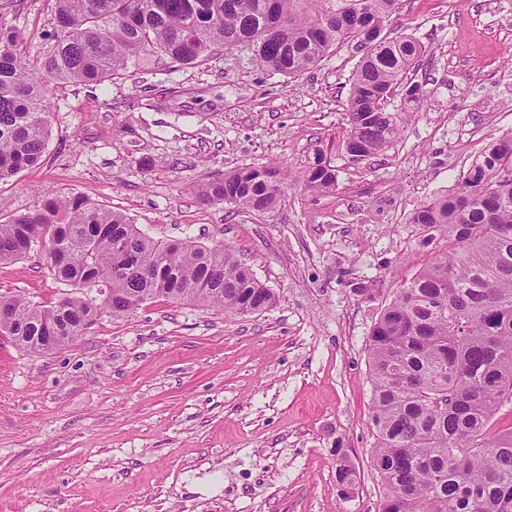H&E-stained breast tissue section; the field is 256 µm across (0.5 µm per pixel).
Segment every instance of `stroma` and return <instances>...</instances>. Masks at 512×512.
I'll use <instances>...</instances> for the list:
<instances>
[{"label":"stroma","instance_id":"35a3bbf8","mask_svg":"<svg viewBox=\"0 0 512 512\" xmlns=\"http://www.w3.org/2000/svg\"><path fill=\"white\" fill-rule=\"evenodd\" d=\"M53 25L54 0H0L23 57ZM384 32L421 45L407 81L422 108L380 155L332 151L333 192L292 181L264 213L194 188L240 167L295 170L341 139L353 44L295 78L238 47L196 67L158 57L93 92L53 88L44 161L0 183L1 214L82 195L153 238L227 245L276 303L105 308L49 354L1 336L0 512H379L369 331L444 245L413 213L512 132V0H400ZM64 291L39 252L0 266L2 295L49 305Z\"/></svg>","mask_w":512,"mask_h":512}]
</instances>
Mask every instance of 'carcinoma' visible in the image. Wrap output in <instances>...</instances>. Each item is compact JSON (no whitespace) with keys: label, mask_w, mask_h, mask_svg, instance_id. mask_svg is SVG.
<instances>
[{"label":"carcinoma","mask_w":512,"mask_h":512,"mask_svg":"<svg viewBox=\"0 0 512 512\" xmlns=\"http://www.w3.org/2000/svg\"><path fill=\"white\" fill-rule=\"evenodd\" d=\"M55 0L51 45L30 61L17 32L0 28V182L42 163L51 137L49 85L95 88L129 67L166 56L195 66L220 48L249 45L273 74L295 77L349 42L362 52L351 78L339 148L359 164L388 149L422 107L404 83L421 47L411 36L379 38L399 0ZM400 105L391 107L396 92ZM330 192L337 174L322 150L296 173L244 167L198 185V196L247 211L272 209L288 179ZM411 223L447 234L373 324L374 469L380 512H512V427L487 428L512 402V134L491 142L457 190L416 211ZM40 250L51 273L74 288L53 305L0 295V335L18 349L52 352L100 313L85 290L107 289L114 317L164 298L247 315L275 296L228 247L156 240L120 212L80 195L46 197L42 208L0 219V265ZM343 494L355 472L338 466Z\"/></svg>","instance_id":"obj_1"}]
</instances>
